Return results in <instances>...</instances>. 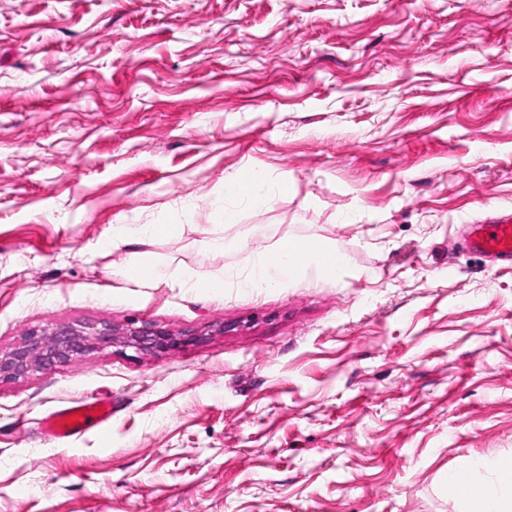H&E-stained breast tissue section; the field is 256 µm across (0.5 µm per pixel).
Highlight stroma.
I'll return each mask as SVG.
<instances>
[{
  "label": "stroma",
  "mask_w": 512,
  "mask_h": 512,
  "mask_svg": "<svg viewBox=\"0 0 512 512\" xmlns=\"http://www.w3.org/2000/svg\"><path fill=\"white\" fill-rule=\"evenodd\" d=\"M504 212L512 0H0V352L204 332L0 382V512H463L449 473L512 458V269L456 240ZM285 238L339 273L246 286ZM226 184L230 191L249 194L251 196V200L256 204H260L264 201L263 196L259 193L256 178L253 175L243 176L242 174H239L227 181ZM201 336H204L202 330L175 334L148 321H142L139 326L132 322L125 327L103 322L79 328L59 326L51 331L34 329L11 351L0 353V381L16 380L34 371H48L108 347L162 354L197 342ZM111 420V401L92 398L61 406L46 418L44 427L53 438L66 440L92 429L105 431Z\"/></svg>",
  "instance_id": "obj_1"
}]
</instances>
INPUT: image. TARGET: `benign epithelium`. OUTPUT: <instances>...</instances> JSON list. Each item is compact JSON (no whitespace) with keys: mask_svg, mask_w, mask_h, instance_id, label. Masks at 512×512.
I'll return each instance as SVG.
<instances>
[{"mask_svg":"<svg viewBox=\"0 0 512 512\" xmlns=\"http://www.w3.org/2000/svg\"><path fill=\"white\" fill-rule=\"evenodd\" d=\"M203 335L205 332L201 330L175 334L148 321L124 327L103 322L79 328L59 326L50 331L34 329L11 351L0 353V381L48 371L108 347L118 346L142 354L167 353L197 342Z\"/></svg>","mask_w":512,"mask_h":512,"instance_id":"1","label":"benign epithelium"}]
</instances>
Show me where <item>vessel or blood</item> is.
Instances as JSON below:
<instances>
[{
	"label": "vessel or blood",
	"instance_id": "obj_1",
	"mask_svg": "<svg viewBox=\"0 0 512 512\" xmlns=\"http://www.w3.org/2000/svg\"><path fill=\"white\" fill-rule=\"evenodd\" d=\"M465 244L499 265L512 268V214H503L488 224L469 225ZM112 419V403L105 398L75 401L61 406L45 420L53 438L66 440L96 429L106 430Z\"/></svg>",
	"mask_w": 512,
	"mask_h": 512
}]
</instances>
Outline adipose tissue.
Returning <instances> with one entry per match:
<instances>
[{
	"label": "adipose tissue",
	"instance_id": "ef3b65f1",
	"mask_svg": "<svg viewBox=\"0 0 512 512\" xmlns=\"http://www.w3.org/2000/svg\"><path fill=\"white\" fill-rule=\"evenodd\" d=\"M293 246V241L286 239L262 254L253 264L252 283L273 285L301 271L313 269L326 274L335 270V252H321L318 262L314 263L307 257L298 258ZM487 467L496 472L497 485H490L478 473L470 472L449 476V492L464 501L469 512H512V463L491 461Z\"/></svg>",
	"mask_w": 512,
	"mask_h": 512
}]
</instances>
